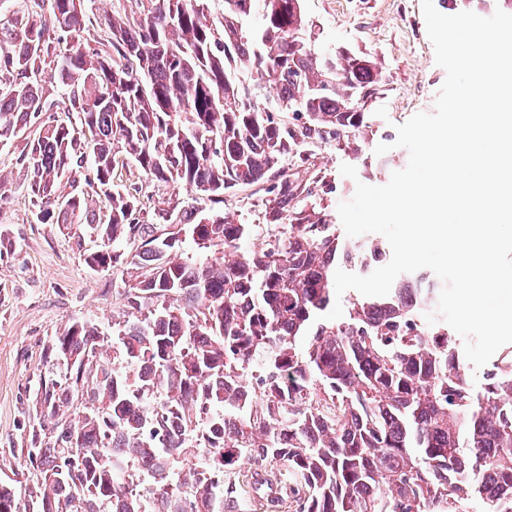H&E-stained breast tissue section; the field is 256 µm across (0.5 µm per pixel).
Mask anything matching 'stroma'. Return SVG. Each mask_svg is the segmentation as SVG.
I'll return each instance as SVG.
<instances>
[{"mask_svg": "<svg viewBox=\"0 0 512 512\" xmlns=\"http://www.w3.org/2000/svg\"><path fill=\"white\" fill-rule=\"evenodd\" d=\"M317 47H340L374 59L384 75L383 90L365 121L366 134L349 146L314 147V162L326 175L308 202L336 213L353 197L357 183L381 186L406 167L408 153L395 147L396 127L419 112L435 110L446 73L435 61L421 0H304ZM389 150L376 155L379 144ZM15 138L0 149V487H10L19 507L35 502L43 488L26 448L42 381L62 380L51 345L74 322L87 321L111 332L121 320L119 297L127 270L91 269L84 256L92 247L85 229L71 224H39L33 219L25 178L13 153ZM349 164L356 178L340 173ZM261 186H238L224 196L225 207L244 224H264Z\"/></svg>", "mask_w": 512, "mask_h": 512, "instance_id": "35a3bbf8", "label": "stroma"}]
</instances>
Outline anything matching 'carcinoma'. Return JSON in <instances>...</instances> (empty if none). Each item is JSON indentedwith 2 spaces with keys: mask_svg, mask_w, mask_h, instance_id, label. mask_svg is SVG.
Returning a JSON list of instances; mask_svg holds the SVG:
<instances>
[{
  "mask_svg": "<svg viewBox=\"0 0 512 512\" xmlns=\"http://www.w3.org/2000/svg\"><path fill=\"white\" fill-rule=\"evenodd\" d=\"M132 2L24 0L0 22V146L27 132L34 219L84 225L89 267L135 271L112 333L77 321L52 343L38 512H224L244 461L291 512H512V348L475 388L462 337L425 326L423 272L317 320L350 245L284 161L363 132L378 63L317 49L302 0H224L219 28L210 0ZM255 183L266 234L249 246L224 194Z\"/></svg>",
  "mask_w": 512,
  "mask_h": 512,
  "instance_id": "1",
  "label": "carcinoma"
}]
</instances>
